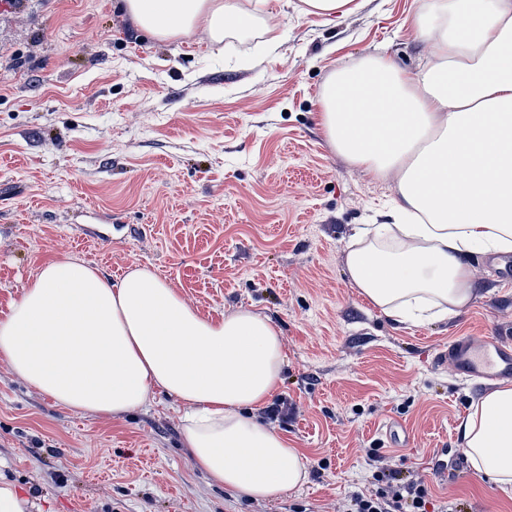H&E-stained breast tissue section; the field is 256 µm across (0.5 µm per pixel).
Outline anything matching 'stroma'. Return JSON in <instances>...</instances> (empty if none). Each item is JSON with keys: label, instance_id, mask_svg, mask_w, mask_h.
Masks as SVG:
<instances>
[{"label": "stroma", "instance_id": "obj_1", "mask_svg": "<svg viewBox=\"0 0 512 512\" xmlns=\"http://www.w3.org/2000/svg\"><path fill=\"white\" fill-rule=\"evenodd\" d=\"M297 2L271 0L253 30L214 44L154 39L116 0H0V318L56 258L115 282L150 265L202 314H266L294 407L273 427L309 461L301 489L250 499L194 467L168 396L95 417L1 363L0 475L36 512H338L381 467L418 472L435 504L512 512L457 434L493 383L436 361L455 338L512 339L502 257L469 258L460 313L389 320L345 258L356 227L390 223L397 178L338 155L318 118L332 71L434 57L412 25L423 0H360L332 21Z\"/></svg>", "mask_w": 512, "mask_h": 512}]
</instances>
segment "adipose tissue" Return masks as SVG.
I'll return each instance as SVG.
<instances>
[{"label":"adipose tissue","instance_id":"adipose-tissue-1","mask_svg":"<svg viewBox=\"0 0 512 512\" xmlns=\"http://www.w3.org/2000/svg\"><path fill=\"white\" fill-rule=\"evenodd\" d=\"M268 0H120L150 36L250 30ZM415 27L437 47L417 72L370 55L332 72L319 97L329 145L378 177L396 174L394 223L351 239V283L396 322L442 319L473 295L468 259L512 253V0H424ZM0 362L57 405L118 416L157 394L182 407L196 469L275 500L308 461L256 410L280 389L282 331L240 308L193 309L147 266L111 281L86 262L44 264L0 319ZM473 470L512 488V386L485 394L457 428Z\"/></svg>","mask_w":512,"mask_h":512}]
</instances>
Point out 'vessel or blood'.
Returning <instances> with one entry per match:
<instances>
[{
  "label": "vessel or blood",
  "instance_id": "obj_1",
  "mask_svg": "<svg viewBox=\"0 0 512 512\" xmlns=\"http://www.w3.org/2000/svg\"><path fill=\"white\" fill-rule=\"evenodd\" d=\"M461 376L487 381L512 379V342L480 337L453 340L441 354Z\"/></svg>",
  "mask_w": 512,
  "mask_h": 512
}]
</instances>
